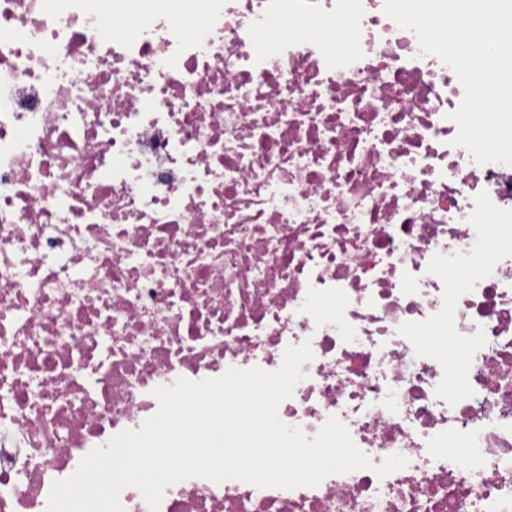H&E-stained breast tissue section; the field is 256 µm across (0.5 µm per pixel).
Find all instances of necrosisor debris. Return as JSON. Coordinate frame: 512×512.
Here are the masks:
<instances>
[{
	"mask_svg": "<svg viewBox=\"0 0 512 512\" xmlns=\"http://www.w3.org/2000/svg\"><path fill=\"white\" fill-rule=\"evenodd\" d=\"M384 5L0 0V512H46L156 387L306 341L281 421L407 465L189 477L159 512H512V166L454 145L464 88Z\"/></svg>",
	"mask_w": 512,
	"mask_h": 512,
	"instance_id": "obj_1",
	"label": "necrosis or debris"
}]
</instances>
